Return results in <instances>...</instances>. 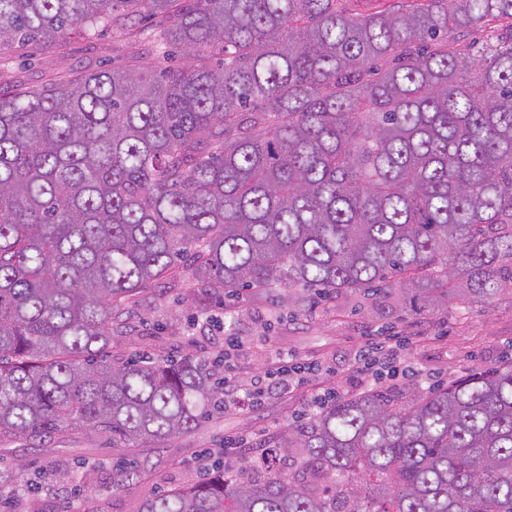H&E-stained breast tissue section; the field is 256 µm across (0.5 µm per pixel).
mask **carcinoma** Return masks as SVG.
Listing matches in <instances>:
<instances>
[{
  "instance_id": "cac0c4a2",
  "label": "carcinoma",
  "mask_w": 512,
  "mask_h": 512,
  "mask_svg": "<svg viewBox=\"0 0 512 512\" xmlns=\"http://www.w3.org/2000/svg\"><path fill=\"white\" fill-rule=\"evenodd\" d=\"M348 2L0 0V50L143 13L186 55L0 95V438L161 446L224 408L205 359L112 360V327L180 262L199 310L397 276L436 304L512 286V27L478 63L459 44L512 0ZM249 468L139 512H512V366L334 401Z\"/></svg>"
}]
</instances>
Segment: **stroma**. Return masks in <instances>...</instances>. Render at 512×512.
Listing matches in <instances>:
<instances>
[{
    "instance_id": "35a3bbf8",
    "label": "stroma",
    "mask_w": 512,
    "mask_h": 512,
    "mask_svg": "<svg viewBox=\"0 0 512 512\" xmlns=\"http://www.w3.org/2000/svg\"><path fill=\"white\" fill-rule=\"evenodd\" d=\"M144 47L123 31L94 35L79 28L49 46L5 50L0 52V94L72 79ZM177 281L174 287L156 284L137 297L123 324L113 331L114 359H177L187 353L212 357L224 351L226 337L232 336L238 341L233 358L236 381H248L271 368L281 351L306 367L304 383L256 411L232 408L211 415L191 434L162 447L136 451L101 432L72 431L41 442L2 438L0 474L23 473L12 497L15 512H31L45 501L56 506L65 502L58 481L62 471L83 497L103 500L107 512H138L145 497L206 477L209 451L223 447L226 438L250 434L262 441L274 439L296 423L314 394L332 385H339L346 396L372 389V381L357 372L355 358L375 336L402 337V344L393 349L397 363L430 374L427 382H391V389L405 393L427 391L477 367L512 364V288L482 305L453 302L442 308L430 307L396 285L328 299L308 294L300 303L278 288L260 295L244 290L229 304H211L209 312L219 320L212 327L195 322L192 315L189 266L180 267ZM125 463L146 465L145 479L116 492L85 479L90 470L111 473Z\"/></svg>"
}]
</instances>
